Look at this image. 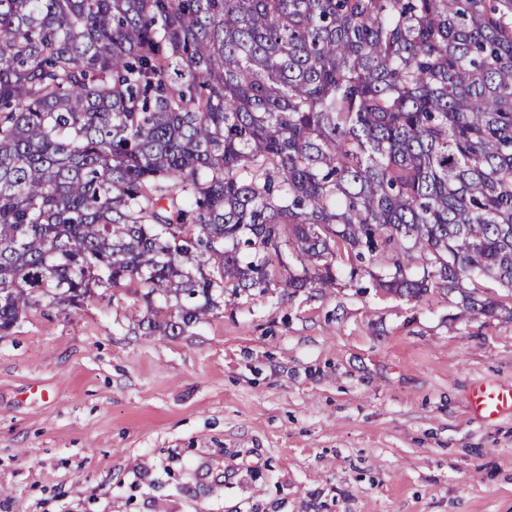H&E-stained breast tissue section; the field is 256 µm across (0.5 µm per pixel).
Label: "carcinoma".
<instances>
[{
  "mask_svg": "<svg viewBox=\"0 0 512 512\" xmlns=\"http://www.w3.org/2000/svg\"><path fill=\"white\" fill-rule=\"evenodd\" d=\"M381 249L512 321V0H0L1 335L135 279L178 336Z\"/></svg>",
  "mask_w": 512,
  "mask_h": 512,
  "instance_id": "cac0c4a2",
  "label": "carcinoma"
}]
</instances>
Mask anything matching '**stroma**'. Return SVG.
<instances>
[{
	"label": "stroma",
	"instance_id": "stroma-1",
	"mask_svg": "<svg viewBox=\"0 0 512 512\" xmlns=\"http://www.w3.org/2000/svg\"><path fill=\"white\" fill-rule=\"evenodd\" d=\"M271 287L147 336L138 282L0 335V512H512V322L457 295ZM470 406L480 418L494 421L512 411V390L490 382L474 384L470 391Z\"/></svg>",
	"mask_w": 512,
	"mask_h": 512
}]
</instances>
